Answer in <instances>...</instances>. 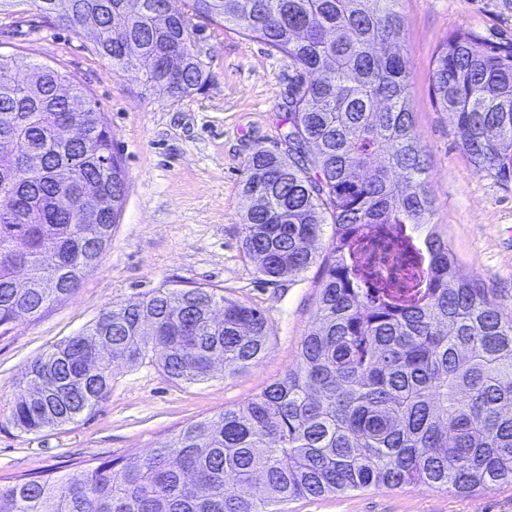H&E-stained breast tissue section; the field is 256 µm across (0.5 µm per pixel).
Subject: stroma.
<instances>
[{"label": "stroma", "instance_id": "35a3bbf8", "mask_svg": "<svg viewBox=\"0 0 512 512\" xmlns=\"http://www.w3.org/2000/svg\"><path fill=\"white\" fill-rule=\"evenodd\" d=\"M397 9L411 109L435 197L431 222L418 234L447 241L458 275L480 283L511 315L512 184L476 172L452 116L432 104L430 71L436 48L459 30L511 45L512 0H398ZM193 37L206 80L175 99L146 87L136 72L113 73L90 33L62 26L31 0L0 8V53L64 69L81 82L112 129L127 180L100 266L71 296L0 335V477L40 470L58 477L103 459L148 454L184 424L247 402L283 378L314 325L327 240L315 245L318 262L273 284L261 280L242 249L246 164L257 148L284 150L297 70L232 29L202 22ZM163 285L218 288L260 309L268 331L263 358L234 373L216 368L195 384L173 382L155 366L118 363L108 399L77 422L36 434L14 426L8 407L34 358L80 334L112 303ZM288 512H512V485L466 495L371 487L295 501Z\"/></svg>", "mask_w": 512, "mask_h": 512}]
</instances>
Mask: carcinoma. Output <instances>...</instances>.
I'll return each mask as SVG.
<instances>
[{
    "label": "carcinoma",
    "mask_w": 512,
    "mask_h": 512,
    "mask_svg": "<svg viewBox=\"0 0 512 512\" xmlns=\"http://www.w3.org/2000/svg\"><path fill=\"white\" fill-rule=\"evenodd\" d=\"M66 7L121 73L182 98L205 81L192 19L234 27L299 70L287 153L246 164L242 248L268 282L306 271L332 233L298 362L246 403L182 426L146 456L54 479H0V512H282L280 505L374 487L473 493L512 484V316L453 275L448 242L419 248L435 199L410 107L397 0H31ZM128 44L134 57L117 44ZM177 76L174 85L171 76ZM435 107L456 120L477 172L512 182V47L456 32L437 49ZM83 127L69 143L60 121ZM36 168L20 164L28 143ZM127 181L112 131L72 75L0 56V329L36 318L101 263ZM391 239L416 257L405 280L364 259ZM264 314L217 288L159 287L114 302L85 332L36 357L10 406L25 433L78 421L105 400L117 362L174 382L236 372L267 349Z\"/></svg>",
    "instance_id": "1"
}]
</instances>
